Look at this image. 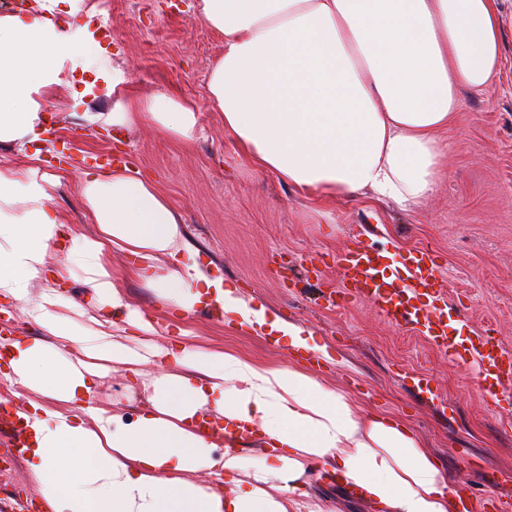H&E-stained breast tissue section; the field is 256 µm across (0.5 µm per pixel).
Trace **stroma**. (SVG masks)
Instances as JSON below:
<instances>
[{
	"mask_svg": "<svg viewBox=\"0 0 512 512\" xmlns=\"http://www.w3.org/2000/svg\"><path fill=\"white\" fill-rule=\"evenodd\" d=\"M195 0H96V19L112 31L107 68L144 94L174 93L197 105L201 135L186 147L144 121L128 130L89 127L55 112L57 130L42 141L40 167L60 176L53 206L67 223H83L81 170L111 147L180 212L201 261L288 322L311 331L331 358L319 374L371 412L407 423L436 459L448 484L467 481L485 501L512 492V411L482 395L473 366L444 356L423 336L391 325L371 302L327 306L320 291L337 283L336 256L354 240L390 252L428 246L440 257L441 285L453 309L449 335L470 342L489 327L512 348V31L505 34L498 79L464 92L455 125L442 131L448 173L433 192L404 209L372 193L319 199L253 169L226 139L208 99L209 70L221 38L196 15ZM74 158L60 168L59 154ZM123 293L144 314L162 318L168 339L179 327L217 346L285 367L296 363L287 343L269 346L256 334L197 312L188 320L163 316L155 295L132 281ZM427 373L446 404L439 411L418 398L412 378ZM307 490L324 512H379L329 474L310 475Z\"/></svg>",
	"mask_w": 512,
	"mask_h": 512,
	"instance_id": "obj_1",
	"label": "stroma"
}]
</instances>
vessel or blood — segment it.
<instances>
[{
  "label": "vessel or blood",
  "instance_id": "obj_1",
  "mask_svg": "<svg viewBox=\"0 0 512 512\" xmlns=\"http://www.w3.org/2000/svg\"><path fill=\"white\" fill-rule=\"evenodd\" d=\"M339 284L330 296L340 303L369 300L393 325L426 336L439 348L448 346V294L440 286L442 269L433 250L422 248L393 257L359 241L336 258ZM468 353L483 394L494 406L512 405V349L488 332H480ZM0 440L15 458H23L27 431L23 420L0 413Z\"/></svg>",
  "mask_w": 512,
  "mask_h": 512
}]
</instances>
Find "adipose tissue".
Returning <instances> with one entry per match:
<instances>
[{
	"mask_svg": "<svg viewBox=\"0 0 512 512\" xmlns=\"http://www.w3.org/2000/svg\"><path fill=\"white\" fill-rule=\"evenodd\" d=\"M78 0H32L25 15L0 14V145L40 141L43 109L75 79L74 45L50 16ZM197 15L224 41L207 81L224 133L256 169L295 189L329 197L364 190L401 205L429 195L445 172L464 91L497 77L512 12L502 0H197ZM111 98L108 112L81 113L94 126L149 120L183 143L197 137L194 101L138 95L121 76L83 96ZM0 167V300L40 331L0 339L4 373L21 387L28 431L24 463L46 512H323L302 483L313 468L385 512H458L436 461L412 429L364 416L348 392L288 366L232 350L157 345L156 322L123 296L122 276L168 309L191 315L212 304L240 326L326 354L312 333L269 311L198 260L175 207L130 168L85 170L79 188L92 234L51 205L60 178ZM132 257L115 272L113 254ZM64 255L56 265V255ZM86 287L84 309L69 294ZM132 333L142 349L120 341ZM158 359L164 370L144 376ZM121 365L134 416L93 405L101 378ZM203 414L249 431L262 452L246 458ZM212 474L203 484L199 473Z\"/></svg>",
	"mask_w": 512,
	"mask_h": 512,
	"instance_id": "ef3b65f1",
	"label": "adipose tissue"
}]
</instances>
